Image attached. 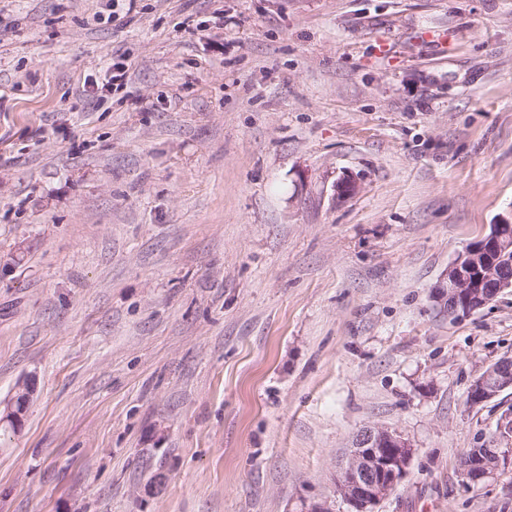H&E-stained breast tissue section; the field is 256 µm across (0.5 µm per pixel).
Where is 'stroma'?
<instances>
[{
  "instance_id": "stroma-1",
  "label": "stroma",
  "mask_w": 512,
  "mask_h": 512,
  "mask_svg": "<svg viewBox=\"0 0 512 512\" xmlns=\"http://www.w3.org/2000/svg\"><path fill=\"white\" fill-rule=\"evenodd\" d=\"M505 222L512 0H0V512H350L366 426L378 512H512V291L431 298ZM512 388V358L506 357L492 364L469 388V402L479 404L505 389ZM34 377L30 376L25 381H23L16 389L14 396L6 405V414L2 417L0 413V422L7 421L10 425L18 430L21 428L24 422V413H20L16 410V403L25 402L27 405L29 404L31 397L35 391V382ZM413 448L398 432L365 427L336 471V491L357 512H374L404 480ZM510 449V450H509ZM492 463L486 464L485 459L468 458L462 465V475L470 484H479L492 477L499 469L512 462V448H483ZM510 453V454H509Z\"/></svg>"
}]
</instances>
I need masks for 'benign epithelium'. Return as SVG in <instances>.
I'll list each match as a JSON object with an SVG mask.
<instances>
[{
    "instance_id": "1",
    "label": "benign epithelium",
    "mask_w": 512,
    "mask_h": 512,
    "mask_svg": "<svg viewBox=\"0 0 512 512\" xmlns=\"http://www.w3.org/2000/svg\"><path fill=\"white\" fill-rule=\"evenodd\" d=\"M512 224H494L481 240V246L458 254L448 271L434 286L432 298L440 312L449 317L467 315L492 301L503 290L512 288ZM512 388V358L492 364L469 388V402L482 403ZM35 391L34 377L23 381L6 405L5 416L14 429L24 422L16 403H28ZM485 459L468 458L462 475L479 484L512 463V449L487 448ZM413 457V448L398 432L383 427H365L352 441L345 460L336 471V491L355 512H374L375 506L392 494L404 480Z\"/></svg>"
}]
</instances>
